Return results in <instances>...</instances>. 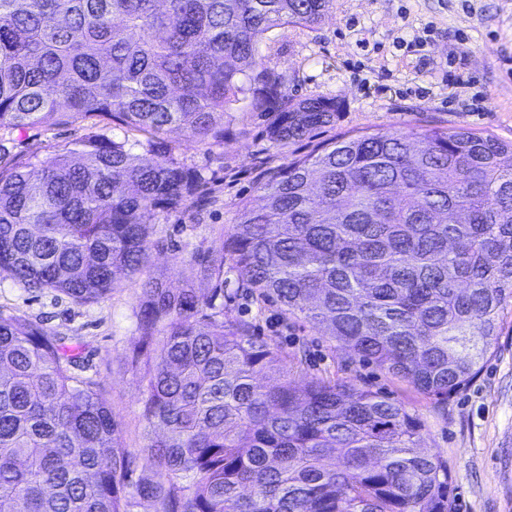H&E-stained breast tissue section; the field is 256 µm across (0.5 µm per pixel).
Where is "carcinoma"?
I'll return each mask as SVG.
<instances>
[{
    "mask_svg": "<svg viewBox=\"0 0 512 512\" xmlns=\"http://www.w3.org/2000/svg\"><path fill=\"white\" fill-rule=\"evenodd\" d=\"M332 0H0V129L81 116L147 136L143 160L104 134L35 163L0 164V271L77 304L160 248L142 216L202 203L204 178L164 134L224 138L239 104L280 146L336 122L296 100L259 51L278 28L320 23ZM227 237L192 257L210 294L147 278L135 358L140 454L79 352L0 315V503L9 512H451L448 464L422 451L401 404L286 358L224 315L239 287L280 302L342 350L442 409L494 347L512 303V142L465 128L349 133L259 183ZM282 374L271 387L257 383ZM158 479L133 480L137 456Z\"/></svg>",
    "mask_w": 512,
    "mask_h": 512,
    "instance_id": "obj_1",
    "label": "carcinoma"
}]
</instances>
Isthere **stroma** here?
I'll list each match as a JSON object with an SVG mask.
<instances>
[{
    "label": "stroma",
    "instance_id": "35a3bbf8",
    "mask_svg": "<svg viewBox=\"0 0 512 512\" xmlns=\"http://www.w3.org/2000/svg\"><path fill=\"white\" fill-rule=\"evenodd\" d=\"M261 51L285 75L294 98L340 101L334 126L285 147L271 143L263 118L249 111L213 144L168 132L177 159L207 178L211 201L145 214L152 239L167 241L168 249L154 252L146 271L118 274L116 288L96 302L32 292L0 272V314L40 321L80 344L81 373L98 383L111 407L119 447L137 452L149 437L131 367L139 348L141 280L149 275L177 290L207 293L191 254L230 230L240 201L260 204L257 186L265 173L345 132L464 127L512 142V0H334L320 25L275 30ZM92 132L90 121L73 118L49 128L0 130V141L8 158L43 160ZM224 294L226 315L287 353L296 379L348 382L415 414L424 451L448 462L452 512H512V312L480 371L441 410L407 381L349 357L322 332L285 315L278 302L238 289L236 273L228 274Z\"/></svg>",
    "mask_w": 512,
    "mask_h": 512
}]
</instances>
